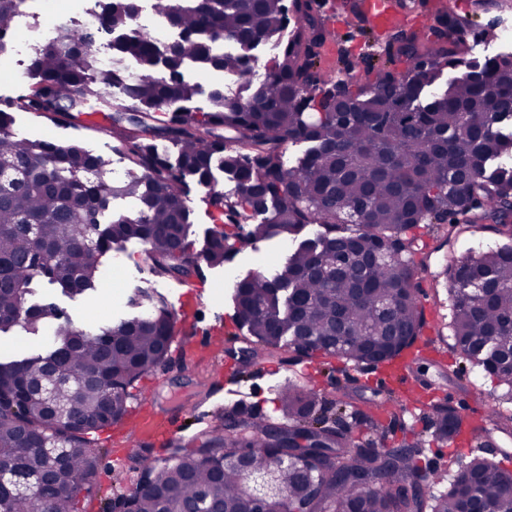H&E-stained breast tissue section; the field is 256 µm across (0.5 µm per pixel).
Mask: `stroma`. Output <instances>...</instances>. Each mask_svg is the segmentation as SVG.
I'll list each match as a JSON object with an SVG mask.
<instances>
[{
    "label": "stroma",
    "instance_id": "35a3bbf8",
    "mask_svg": "<svg viewBox=\"0 0 512 512\" xmlns=\"http://www.w3.org/2000/svg\"><path fill=\"white\" fill-rule=\"evenodd\" d=\"M341 0H322L316 15L328 33L329 39L359 46L360 54L353 69L359 85L367 87L373 81L372 71L384 60V47L370 32L359 27L338 29L335 17ZM411 13L423 8H443L444 11L464 17L469 34L466 46L470 55L482 58L503 50L512 49V0H498L491 7L482 6L480 0H405ZM280 49L276 41H268L257 50L258 61L249 78L227 76L209 72L195 64L184 69L186 80L198 85L199 90L189 104L192 111L202 113L210 109V92L218 85L243 91L247 82L262 80L266 66L272 64ZM90 113L78 127L37 118L26 112L15 115L14 130L19 135H45L60 142L77 141L91 153L100 156L113 179H121L128 167L119 144L105 128V105L99 100L89 104ZM427 250L426 270L420 278L423 291L429 298L444 303L448 300L446 289L436 287L434 278L448 265L450 258L503 244V237L489 229L472 228L458 234L448 232L446 226L428 224L424 227ZM288 245L279 239L260 240L242 245L239 253L224 266L203 267L200 279L204 284L197 320L179 325L175 344L190 345L201 339L223 340L224 349L209 361L192 365L180 358L160 364L140 378L131 391L129 412L149 406L161 412L178 413L184 425L178 436L185 448L198 447L205 435L218 424L220 418L237 409H245L272 422L288 418L279 401L281 389L293 380L295 370L308 368L304 387L314 389L320 403L333 406L340 393H347L351 411L343 412V419H350L352 412L373 414L376 404L395 398H405L403 386L389 382L393 373L391 365L375 369H357L355 376H348L347 363L320 354L303 359L287 347L259 359L253 356L252 338L238 320L233 304L232 291L237 279L247 275L273 274L285 261ZM149 258L146 247L136 241L120 245L118 256H105L102 260L99 293L93 298L58 297L57 302L78 323L108 317L129 315L123 300L132 290L149 283L162 295L169 311H177L185 302V281L166 278H149ZM457 370V379H449V370ZM415 384L430 386L432 394L445 400L452 407L462 402L480 398L489 410L512 411V402L504 397V389L496 379L478 373L469 363L460 359L452 348L449 334H434L430 344L414 364ZM129 433L127 422L97 434V444L102 458L96 480L90 493L79 495L76 512H105L107 504L118 495L126 493L136 478V461L126 452L124 443ZM375 449L391 448L405 442L420 441L418 463L435 475L434 486L447 487L449 478L458 471L457 459L473 451L481 456L512 469V431L503 433L496 429L474 431L465 425L457 443L451 444L436 438L431 419L425 418L421 407L413 411L397 412L392 418L380 419L360 430Z\"/></svg>",
    "mask_w": 512,
    "mask_h": 512
}]
</instances>
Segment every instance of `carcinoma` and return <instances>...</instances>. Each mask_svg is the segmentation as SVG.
<instances>
[{
  "label": "carcinoma",
  "instance_id": "cac0c4a2",
  "mask_svg": "<svg viewBox=\"0 0 512 512\" xmlns=\"http://www.w3.org/2000/svg\"><path fill=\"white\" fill-rule=\"evenodd\" d=\"M21 2L0 0V55ZM293 8L297 29L263 79L245 97L214 88L200 116L187 107L196 86L183 67L248 75L254 51L285 26L283 0H154L180 39L161 53L142 29L120 36L108 65L99 58L97 27L126 30L135 5L103 0L98 26H63L53 41L33 46L29 93L0 109V334L49 333L39 351L0 360V512H74L97 475L94 433L123 420L130 389L168 355L175 333L164 298L147 288L129 299L137 314L76 324L56 305L33 301L36 278L66 297L89 296L102 258L118 244H144L148 274L180 280L204 264L223 265L227 241L280 237L295 247L277 272L234 287L254 353L298 346L307 356L358 365L375 348L390 363L425 325L417 299L424 264L412 229L487 224L512 240V53L468 57L454 36L464 23L454 15L446 33L433 24L422 35L398 27L388 36L386 63L404 60L407 69H379L370 92L359 88L356 100L330 104L315 68L327 39L309 0H293ZM221 37L236 50L214 52ZM160 55L164 77L125 75L126 59L148 70ZM447 68L457 72L447 89L422 102ZM114 88L122 99L104 119L128 160L115 183L79 143L14 132L15 110L80 125L87 104L112 97ZM294 141L309 148L287 166L283 147ZM216 165L235 183L230 196H208L222 223L248 210L259 222L243 237L214 229L196 250L187 180L210 185ZM117 200L131 208L114 214ZM313 225L315 238L299 239ZM373 252L388 258L364 262ZM337 265L344 276L323 279L321 270ZM443 281L453 348L512 389V244L453 259ZM316 399L294 382L284 389L282 404L293 415L286 439L273 440L275 426L250 415L228 434L216 429L194 451L139 456L131 512H180L188 502L248 512V475L224 466V458L246 448L252 475H260L273 457L294 454L300 439L312 449L279 471L278 481L303 493L305 512H463L470 505L512 512V470L473 454L448 489L434 494L411 446L385 460L353 431L330 430ZM430 412L440 439L458 431V417L443 405Z\"/></svg>",
  "mask_w": 512,
  "mask_h": 512
}]
</instances>
